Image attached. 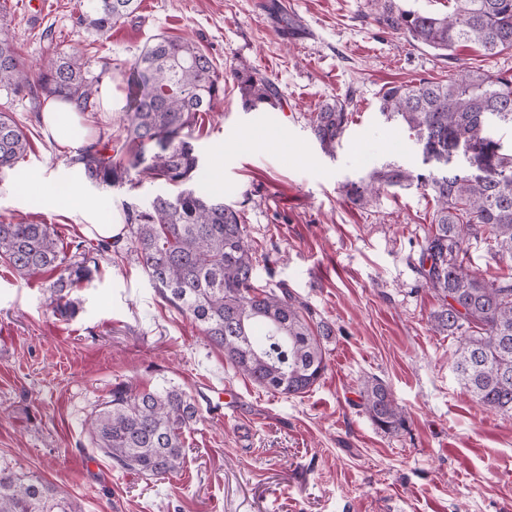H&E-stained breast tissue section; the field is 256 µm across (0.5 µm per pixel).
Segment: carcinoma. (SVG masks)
<instances>
[{"label":"carcinoma","instance_id":"1","mask_svg":"<svg viewBox=\"0 0 512 512\" xmlns=\"http://www.w3.org/2000/svg\"><path fill=\"white\" fill-rule=\"evenodd\" d=\"M446 15L404 9L394 0H376L375 21L406 35L413 44L456 59L458 47L478 44L491 59L512 49V0H454ZM137 9V0H87L79 24L98 33L112 30ZM55 59L37 72L19 62L13 38L0 30V92L28 96L35 104L61 99L83 114L97 105L109 71L49 43ZM244 111L277 105L281 91L256 68L241 63L232 70ZM125 81L127 125L124 140L99 132L77 150L72 162L86 180L115 186L133 183L132 172L161 185H180L198 174L191 142L198 114L210 112L224 96V75L194 43L158 36L134 63ZM349 100L321 104L309 125L321 146L336 148L348 123ZM378 110L433 141L434 169L413 174L387 166L368 178L344 185L356 205L369 203L384 187L414 184L434 202L432 232L426 237L419 274L440 295L433 314L435 332L457 336L454 370L483 406L512 415V278L487 283L456 262L472 239L494 236L499 251L512 256V151L485 139L494 127H512V77L491 68L393 83L380 91ZM476 148L470 172L448 168L444 152L453 145ZM30 147L23 128L0 111V172L25 158ZM127 250L155 283L164 299L199 324L207 341L259 387L286 397L314 387L327 363L328 326H312L310 309L285 289L257 291L253 286L255 252L245 235L239 210L193 189L158 194L149 205H125ZM118 250V242L82 240L68 258L50 224L0 222V262L25 277L54 271L53 311L76 313L71 292L93 279L97 257ZM359 406L385 433L401 429L406 414L386 386L366 380ZM197 408L187 392L175 387L137 391L125 384L87 421L95 447L115 467L163 478L184 462V432ZM0 512H82L68 493L35 474L0 468Z\"/></svg>","mask_w":512,"mask_h":512}]
</instances>
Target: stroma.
Segmentation results:
<instances>
[{
  "mask_svg": "<svg viewBox=\"0 0 512 512\" xmlns=\"http://www.w3.org/2000/svg\"><path fill=\"white\" fill-rule=\"evenodd\" d=\"M5 0L0 28L21 63L46 65L47 37L60 49L107 61L109 99L96 114L119 136L123 76L148 40L191 41L225 73L224 99L200 118L193 143L211 195L240 210L256 253L253 284L285 288L331 334L327 370L298 397L266 392L225 361L188 315L167 302L130 255L99 257L73 293L74 317L54 315L52 273L28 278L0 264V465L33 472L76 498L83 512H512V416L479 404L458 380L457 339L436 333L440 302L418 269L433 201L388 187L364 206L343 186L372 170L425 166L414 138L378 110L394 82L445 78L448 64L377 24L374 0H141L124 23L98 34L78 27L79 0ZM247 62L282 90L281 107L246 112L229 74ZM350 99V121L333 153L309 115ZM30 138L25 159L0 173V221L53 225L63 245L98 239L89 216L50 201L52 184L77 182L123 206L147 204L160 185L84 181L25 98H0ZM176 194V187L165 189ZM473 275L512 276L493 238L461 255ZM241 398L235 418L199 409L176 474L149 478L113 468L86 419L114 386H175L197 395L202 379ZM378 379L404 409L397 432L377 429L358 407L363 380Z\"/></svg>",
  "mask_w": 512,
  "mask_h": 512,
  "instance_id": "1",
  "label": "stroma"
}]
</instances>
